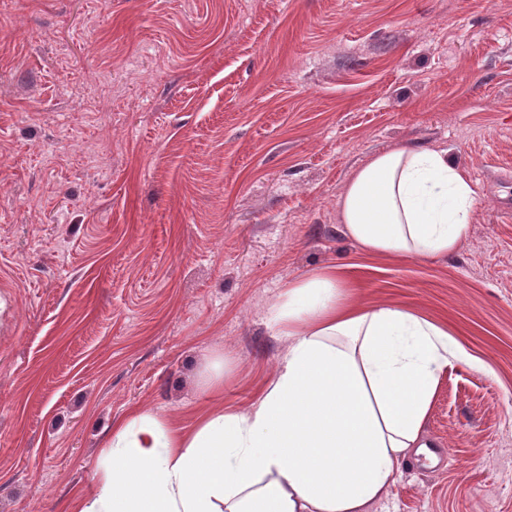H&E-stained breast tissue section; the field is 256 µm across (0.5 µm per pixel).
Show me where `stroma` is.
I'll use <instances>...</instances> for the list:
<instances>
[{"instance_id":"35a3bbf8","label":"stroma","mask_w":512,"mask_h":512,"mask_svg":"<svg viewBox=\"0 0 512 512\" xmlns=\"http://www.w3.org/2000/svg\"><path fill=\"white\" fill-rule=\"evenodd\" d=\"M439 148L474 190L447 258L344 235L352 171ZM512 0H0V512H68L133 409L247 412L271 311L327 267L445 326V454L373 512H512Z\"/></svg>"}]
</instances>
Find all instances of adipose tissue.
Returning <instances> with one entry per match:
<instances>
[{"label":"adipose tissue","mask_w":512,"mask_h":512,"mask_svg":"<svg viewBox=\"0 0 512 512\" xmlns=\"http://www.w3.org/2000/svg\"><path fill=\"white\" fill-rule=\"evenodd\" d=\"M470 183L445 152L399 146L356 168L339 198L366 252L442 258L468 239ZM271 316L289 338L247 413L193 429L134 412L112 430L94 497L72 512H369L421 447L440 376L471 356L433 321L354 304L326 269Z\"/></svg>","instance_id":"adipose-tissue-1"}]
</instances>
